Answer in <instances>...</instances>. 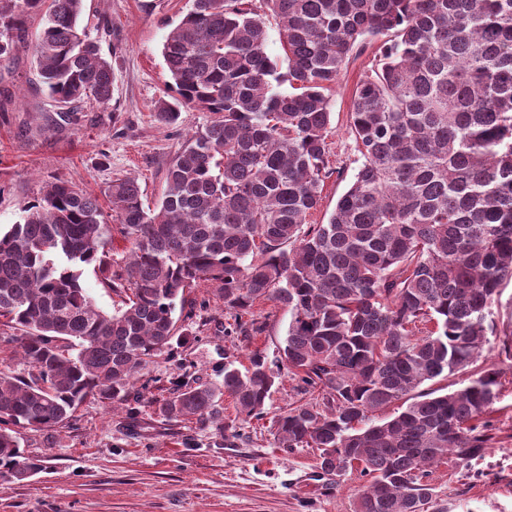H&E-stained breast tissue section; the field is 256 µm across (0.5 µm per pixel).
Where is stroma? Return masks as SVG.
Here are the masks:
<instances>
[{"instance_id":"1","label":"stroma","mask_w":512,"mask_h":512,"mask_svg":"<svg viewBox=\"0 0 512 512\" xmlns=\"http://www.w3.org/2000/svg\"><path fill=\"white\" fill-rule=\"evenodd\" d=\"M192 0H85L81 19L102 54L111 59L115 83L109 108L88 105L79 125L49 129L47 96L33 84L35 63L18 52L0 65V231L21 222L24 203L43 183L59 179L103 196L116 178H135L147 206L165 190L164 172L183 142L205 124V112L182 110L178 124L160 123L159 98L170 97L162 48L166 34ZM372 52L351 62L331 96L328 167L322 201L307 216L326 223L357 171L349 132L352 95ZM193 328L173 354L149 365L154 397L177 382L221 380L226 363L244 368L254 352L271 357L278 377L265 418L239 423L238 437L220 435L209 422L172 426L140 402L133 411L82 405L53 437L21 431L20 448L39 457L43 469L17 483L0 477V512H354L360 482L320 476L313 448L277 447L270 419L295 399L294 382L275 360L288 330L287 309L259 301L250 311L260 332L235 329L233 311L205 289L194 292ZM490 319L494 349L487 364L500 371L494 441L481 460L464 470L441 463L429 481L447 512H512V357L500 344L512 334V282L496 297Z\"/></svg>"}]
</instances>
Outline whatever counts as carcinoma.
I'll use <instances>...</instances> for the list:
<instances>
[{"instance_id": "carcinoma-1", "label": "carcinoma", "mask_w": 512, "mask_h": 512, "mask_svg": "<svg viewBox=\"0 0 512 512\" xmlns=\"http://www.w3.org/2000/svg\"><path fill=\"white\" fill-rule=\"evenodd\" d=\"M83 9L0 0V62L31 52L56 127L112 100V62ZM271 18L285 73L266 52ZM372 45L349 118L361 163L327 223L308 224L329 173L331 92ZM163 57L177 97L156 102L158 120L177 124L183 107L208 119L166 167L160 203L115 179L109 223L97 197L49 181L0 234V349L26 366L0 370V475L42 469L18 430L49 434L87 401H128L180 344L175 311L192 318L187 296L204 285L239 316L261 300L290 313L278 352L301 398L273 421L278 447L319 450L338 480L357 474L355 512H442L428 467L468 468L493 440L497 369L449 393L419 387L478 361L512 281V0H192ZM116 234L129 244L119 259ZM89 267L120 309L96 306ZM274 384L255 352L243 371L228 362L222 380L150 404L222 433L224 396L260 419Z\"/></svg>"}]
</instances>
